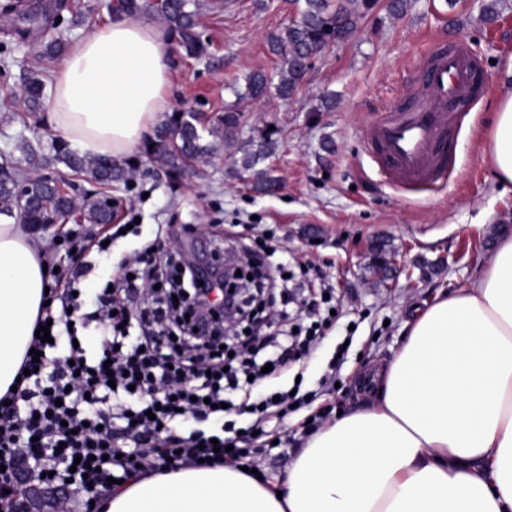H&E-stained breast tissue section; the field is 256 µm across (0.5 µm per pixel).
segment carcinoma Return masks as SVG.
Instances as JSON below:
<instances>
[{
  "mask_svg": "<svg viewBox=\"0 0 512 512\" xmlns=\"http://www.w3.org/2000/svg\"><path fill=\"white\" fill-rule=\"evenodd\" d=\"M298 21L270 39L271 51L281 57L282 67L275 76L255 72L247 80V95L261 98L276 85L280 96H293L312 67L313 59L329 42L349 38L358 24L376 6L377 0H294ZM60 7L51 12L37 11L26 17L30 28L19 33H38L36 54L40 58L62 55L67 47L63 23L59 22ZM119 10L128 15L147 14L163 21L168 31L177 37L180 47L189 56H200L205 45L198 31L199 0H121ZM20 84L24 102L33 111L43 103L44 83L35 67L21 70ZM246 121L243 113L234 108L224 109L218 122H208L197 110H178L164 117L156 128L153 148L146 155L166 167L169 180H181L185 165L204 160L217 142L233 143L239 140ZM276 131L265 130L257 149L245 151L239 164L252 170L274 152ZM18 149L28 166L36 167L45 161L34 144L22 140ZM52 162L64 165L53 175L34 177L22 173L7 162L0 164V216L12 218L34 230L47 224L67 220L90 224L112 223V196L107 191L112 183L127 181L130 168H125L106 156L81 157L70 150L63 140L51 143ZM81 176L99 185L102 195L93 201L78 199L67 188L73 186L72 177Z\"/></svg>",
  "mask_w": 512,
  "mask_h": 512,
  "instance_id": "obj_1",
  "label": "carcinoma"
}]
</instances>
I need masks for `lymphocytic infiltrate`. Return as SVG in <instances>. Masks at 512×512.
<instances>
[{"label":"lymphocytic infiltrate","mask_w":512,"mask_h":512,"mask_svg":"<svg viewBox=\"0 0 512 512\" xmlns=\"http://www.w3.org/2000/svg\"><path fill=\"white\" fill-rule=\"evenodd\" d=\"M87 271L83 264L70 278L51 282L42 314L51 339L33 338L39 359L25 357L23 387L0 401V484L17 477L21 461L54 484L72 479L84 493L111 491L112 480L136 472L201 461L236 464L242 453L234 425L222 426L216 439L200 428L184 435L175 426L188 417L223 418L226 392L247 393L263 380L259 356L275 336L264 332L230 343L217 336L205 356L194 354L193 307L207 294L223 293L224 281L198 283L174 253L159 261L140 248L111 289L92 294L77 286ZM151 287L156 301L129 311L126 298ZM93 322L110 335L91 358L73 341Z\"/></svg>","instance_id":"1"}]
</instances>
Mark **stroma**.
<instances>
[{"label": "stroma", "mask_w": 512, "mask_h": 512, "mask_svg": "<svg viewBox=\"0 0 512 512\" xmlns=\"http://www.w3.org/2000/svg\"><path fill=\"white\" fill-rule=\"evenodd\" d=\"M388 3L380 0L348 40L316 56L291 98L272 91L253 99L247 77L257 70L275 74L280 60L268 39L291 24L295 5L200 0L206 50L192 58L168 40L166 110L195 109L215 118L238 109L246 140L276 126V149L264 162L276 185L257 190L248 173L237 170L240 154L229 144L189 164L176 185L136 151L134 176L112 186V221L134 230L115 241L111 254L95 257L87 287L112 278L121 258L152 239L155 225H170L172 241L197 260L248 248L250 237L234 227L255 222L274 230V260L295 272L289 287L298 299H311L322 283L334 288L332 327L303 351L293 372L257 386L254 397L297 382L305 392L326 391L333 409L361 406L371 377L400 346L413 310L466 285L488 261L501 230H512V188L495 184L485 152L489 108L512 61V0H405L398 12ZM490 4L495 15L489 20ZM460 37L479 59L484 84L457 116L447 171L428 186L393 184L366 149L370 134L384 111L415 94L426 58ZM48 117L26 113L19 98L1 103L0 155L19 158L15 145L24 138L49 146L56 133ZM199 224L209 227L200 239L191 234ZM269 428L276 448L263 437L240 444L255 449L254 468L278 480L304 431L295 414Z\"/></svg>", "instance_id": "stroma-1"}]
</instances>
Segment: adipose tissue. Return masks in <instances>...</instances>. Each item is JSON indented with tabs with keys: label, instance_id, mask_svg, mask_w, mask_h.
Masks as SVG:
<instances>
[{
	"label": "adipose tissue",
	"instance_id": "obj_1",
	"mask_svg": "<svg viewBox=\"0 0 512 512\" xmlns=\"http://www.w3.org/2000/svg\"><path fill=\"white\" fill-rule=\"evenodd\" d=\"M164 32L124 14L52 72L50 121L78 153L123 159L159 122ZM486 152L512 186V62ZM46 242L0 219V397L14 385L49 280ZM374 399L304 442L282 483L237 466L135 476L99 512H512V234L477 277L416 311Z\"/></svg>",
	"mask_w": 512,
	"mask_h": 512
}]
</instances>
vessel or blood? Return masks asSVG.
<instances>
[{
    "mask_svg": "<svg viewBox=\"0 0 512 512\" xmlns=\"http://www.w3.org/2000/svg\"><path fill=\"white\" fill-rule=\"evenodd\" d=\"M478 72L464 40L449 44L420 71L422 98L375 127L369 146L393 182L426 180L443 170L452 118L469 102Z\"/></svg>",
    "mask_w": 512,
    "mask_h": 512,
    "instance_id": "vessel-or-blood-1",
    "label": "vessel or blood"
}]
</instances>
